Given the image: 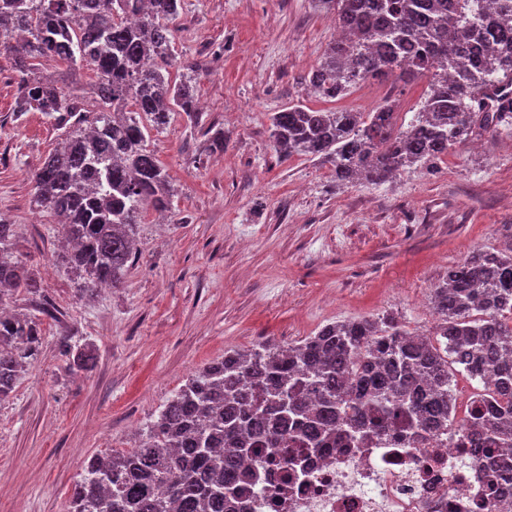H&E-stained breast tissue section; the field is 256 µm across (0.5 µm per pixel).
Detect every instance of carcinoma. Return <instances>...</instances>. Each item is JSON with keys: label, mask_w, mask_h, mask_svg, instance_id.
<instances>
[{"label": "carcinoma", "mask_w": 512, "mask_h": 512, "mask_svg": "<svg viewBox=\"0 0 512 512\" xmlns=\"http://www.w3.org/2000/svg\"><path fill=\"white\" fill-rule=\"evenodd\" d=\"M342 36L310 72L325 100L391 76L430 77L407 128L390 103L369 112L290 105L270 116L276 150L319 157L336 181L380 184L433 165L475 127L512 112L491 92L512 86V0H319ZM181 0H0V48L10 51L20 109L64 129V146L34 172L35 204L61 218L74 247L62 254L78 291L123 284L137 257L136 225L171 203L166 169L146 146L175 112L199 121L193 78L166 69ZM135 17L132 23L128 16ZM87 67L91 109L70 88L38 75L36 61ZM18 227L0 218V288L39 291L16 256ZM430 336L392 316L327 324L298 344L229 351L187 379L129 451L94 456L66 512H227L249 482L247 461L295 462L284 435L322 448L385 430L403 418L455 425L448 361L473 378L494 376L462 425L487 454L512 450V255L476 251L433 289ZM43 336L31 318L0 314V401L37 360ZM62 354L81 366L90 349L68 337Z\"/></svg>", "instance_id": "obj_1"}]
</instances>
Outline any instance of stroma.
<instances>
[{"instance_id": "stroma-1", "label": "stroma", "mask_w": 512, "mask_h": 512, "mask_svg": "<svg viewBox=\"0 0 512 512\" xmlns=\"http://www.w3.org/2000/svg\"><path fill=\"white\" fill-rule=\"evenodd\" d=\"M176 26L170 72L195 77L202 122L177 113L150 132L170 209L147 212L123 285L90 297L59 259L56 218L34 202L31 176L63 136L43 113L20 111L0 51V216L17 224V256L42 289L5 293L0 306L39 319L44 336L0 401V512H65L87 461L135 448L188 377L225 352L386 314L429 333L432 290L450 268L477 250L512 253V116L436 166L340 185L326 161L281 158L270 135L272 112L328 106L305 82L336 36L319 0H182ZM40 72L76 81L77 106L92 107V71L46 61ZM428 84L369 81L335 106L367 112L388 100L405 126ZM46 300L57 319L42 315ZM63 336L91 346L87 367H70Z\"/></svg>"}]
</instances>
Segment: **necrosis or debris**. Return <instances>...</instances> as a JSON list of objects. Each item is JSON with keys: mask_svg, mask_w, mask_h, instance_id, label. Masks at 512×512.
I'll use <instances>...</instances> for the list:
<instances>
[{"mask_svg": "<svg viewBox=\"0 0 512 512\" xmlns=\"http://www.w3.org/2000/svg\"><path fill=\"white\" fill-rule=\"evenodd\" d=\"M233 512H512V477L466 430L391 428L361 442L301 450L292 474L265 461L252 467ZM497 495L485 498L488 479Z\"/></svg>", "mask_w": 512, "mask_h": 512, "instance_id": "obj_1", "label": "necrosis or debris"}]
</instances>
